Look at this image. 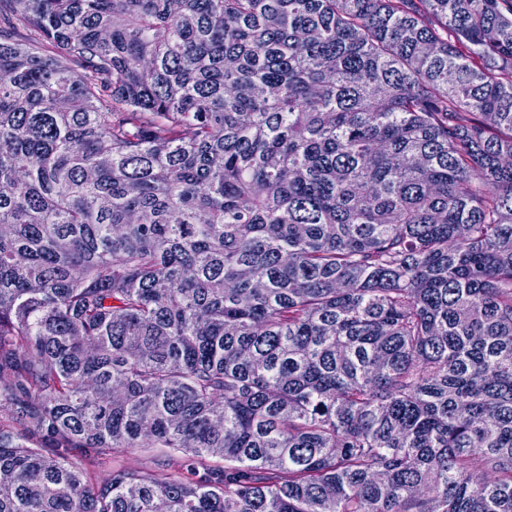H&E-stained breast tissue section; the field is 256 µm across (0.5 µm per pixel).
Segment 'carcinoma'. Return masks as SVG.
<instances>
[{
  "mask_svg": "<svg viewBox=\"0 0 512 512\" xmlns=\"http://www.w3.org/2000/svg\"><path fill=\"white\" fill-rule=\"evenodd\" d=\"M0 512H512V0H0Z\"/></svg>",
  "mask_w": 512,
  "mask_h": 512,
  "instance_id": "carcinoma-1",
  "label": "carcinoma"
}]
</instances>
